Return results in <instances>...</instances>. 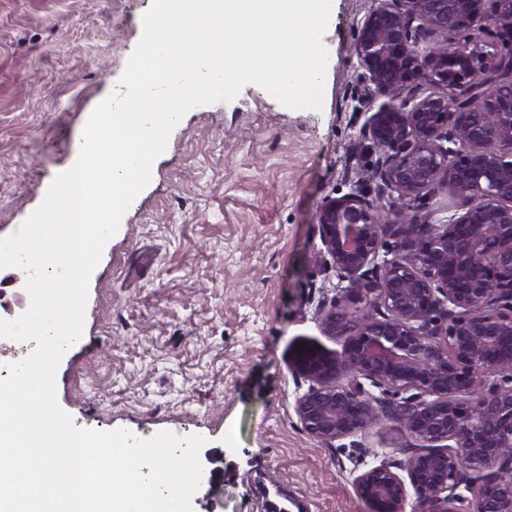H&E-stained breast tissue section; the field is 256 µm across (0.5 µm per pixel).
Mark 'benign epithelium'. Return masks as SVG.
<instances>
[{"label":"benign epithelium","instance_id":"7a95c632","mask_svg":"<svg viewBox=\"0 0 512 512\" xmlns=\"http://www.w3.org/2000/svg\"><path fill=\"white\" fill-rule=\"evenodd\" d=\"M351 54L385 98L360 130L374 188L316 211L342 351L290 349L294 412L327 447L383 420L410 437L354 477L368 512H512V0H373Z\"/></svg>","mask_w":512,"mask_h":512}]
</instances>
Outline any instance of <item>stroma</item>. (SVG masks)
Wrapping results in <instances>:
<instances>
[{
	"mask_svg": "<svg viewBox=\"0 0 512 512\" xmlns=\"http://www.w3.org/2000/svg\"><path fill=\"white\" fill-rule=\"evenodd\" d=\"M153 0H0V237L14 234L74 162L93 108L118 85ZM372 0H334L322 111L283 106L258 85L191 109L152 166L91 275L83 333L63 355L59 405L79 428L198 434L192 512H367L358 463L404 460L386 420L360 448H329L301 427L288 348L331 351L316 305L341 283L321 247L325 196L358 185V135L374 105L350 46ZM26 274L0 269V319L29 306Z\"/></svg>",
	"mask_w": 512,
	"mask_h": 512,
	"instance_id": "stroma-1",
	"label": "stroma"
}]
</instances>
